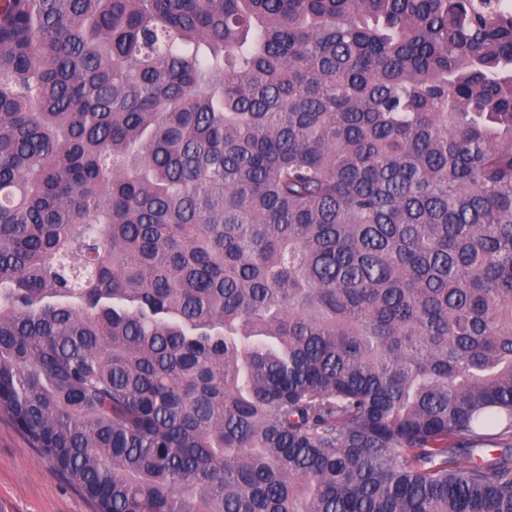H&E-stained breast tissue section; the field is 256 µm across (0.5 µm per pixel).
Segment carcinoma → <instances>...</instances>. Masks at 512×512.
<instances>
[{"mask_svg": "<svg viewBox=\"0 0 512 512\" xmlns=\"http://www.w3.org/2000/svg\"><path fill=\"white\" fill-rule=\"evenodd\" d=\"M0 415L95 512H512V10L0 0Z\"/></svg>", "mask_w": 512, "mask_h": 512, "instance_id": "cac0c4a2", "label": "carcinoma"}]
</instances>
